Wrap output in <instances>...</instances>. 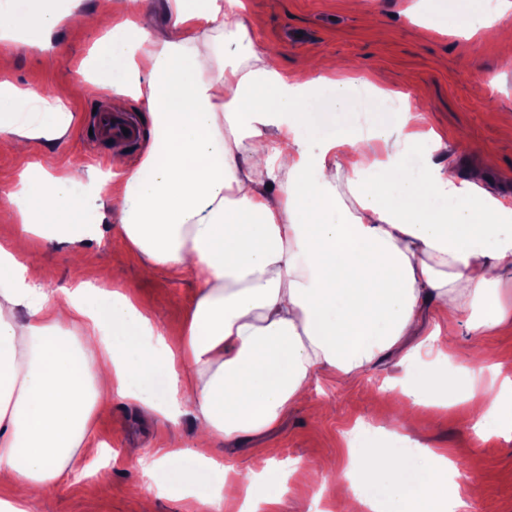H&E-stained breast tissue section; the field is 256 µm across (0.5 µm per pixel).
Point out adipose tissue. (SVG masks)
<instances>
[{
  "label": "adipose tissue",
  "mask_w": 512,
  "mask_h": 512,
  "mask_svg": "<svg viewBox=\"0 0 512 512\" xmlns=\"http://www.w3.org/2000/svg\"><path fill=\"white\" fill-rule=\"evenodd\" d=\"M40 43L77 7L27 0ZM164 21L145 30L111 0L112 30L96 46L94 96L148 109V139L132 160L53 175L26 164L0 245V512H33L63 489L94 422L113 396L171 423L194 422L190 446L139 457L153 498L185 497L258 512L281 483L267 449L241 472L211 456L214 443L275 431L324 374L351 382L415 341L409 382L383 387L397 407L434 396L465 404L476 434L512 435V378L457 353L459 323L491 332L512 320V202L483 177L437 162L439 134L417 112L347 123L354 88L377 79L346 64L282 69L256 46L240 0H149ZM36 92L0 84V139L19 151L67 136L72 116L32 111ZM116 224L145 273L199 276L195 300L167 334L119 276L74 272L71 287L38 281L42 247L82 250ZM439 319L425 330V317ZM358 460L371 490L347 496L350 474L306 463L332 481L347 512H458L477 498L449 488L455 465L433 449L403 454L399 439Z\"/></svg>",
  "instance_id": "adipose-tissue-1"
}]
</instances>
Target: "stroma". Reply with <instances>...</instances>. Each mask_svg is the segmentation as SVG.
I'll use <instances>...</instances> for the list:
<instances>
[{
  "label": "stroma",
  "instance_id": "stroma-1",
  "mask_svg": "<svg viewBox=\"0 0 512 512\" xmlns=\"http://www.w3.org/2000/svg\"><path fill=\"white\" fill-rule=\"evenodd\" d=\"M242 2L257 45L279 52L284 66L313 52L343 57L353 63L357 74L382 75L391 87L411 94L414 105L423 109L424 127L443 133L439 153L455 155L461 176L482 166L483 150L492 151L498 165L486 171L484 183L493 193L512 199V125L503 121L505 114H512V68L501 62L504 54L512 52L511 44L482 30L438 32L413 13L417 0H359L354 11L347 8L346 0ZM106 3L82 0L84 8L97 14V25L60 27L52 48H40L29 33L13 42H0V59L7 63L10 83L60 100L73 116L65 144L54 151L33 144L30 161H41L49 153L61 170L110 168L109 161H94L81 133L85 113L98 103L112 101L108 95L101 99L86 95V72L80 67L112 26ZM84 252L88 271L100 265L114 268L160 326L171 331L180 325L198 288L192 272L162 269L151 280H141L139 257L116 228L107 225ZM457 334L460 350L481 348L489 363L512 376V323L487 336L461 325ZM407 368L401 353L395 352L352 385L321 378L320 389L311 399L325 404L326 412H315L312 403L297 406L273 433L222 442L215 452L225 464L243 471L252 466L255 448L272 449L283 468L295 460H313L326 448L337 469L356 473L353 430L359 424L374 428L386 424L388 406L378 389L385 381L403 377ZM419 413L416 428L406 434V445L434 449L456 462L464 476L482 484L481 495L469 501L465 512H512V438L475 435L459 405L423 407ZM96 431L99 441L112 450L110 496L99 497L94 481L87 479L49 494L37 504L36 512H139L146 487L134 471L136 449L190 441L193 424L186 419L172 426L143 415L136 402L116 397L111 413L97 419ZM301 506L310 512H344L332 485L308 481L299 471L283 483L278 503L261 506L259 512H297Z\"/></svg>",
  "mask_w": 512,
  "mask_h": 512
}]
</instances>
